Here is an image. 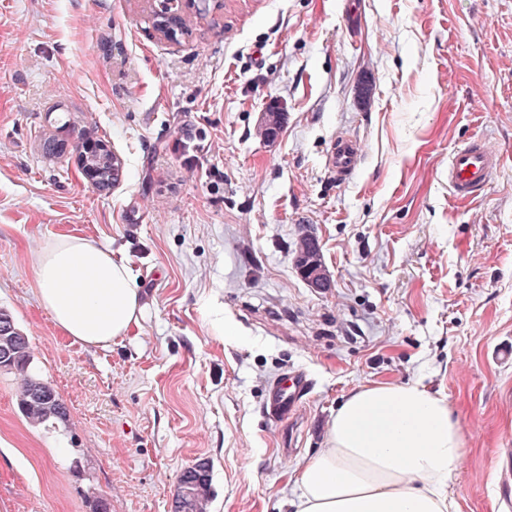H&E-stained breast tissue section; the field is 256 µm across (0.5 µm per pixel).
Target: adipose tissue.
<instances>
[{
    "instance_id": "adipose-tissue-1",
    "label": "adipose tissue",
    "mask_w": 512,
    "mask_h": 512,
    "mask_svg": "<svg viewBox=\"0 0 512 512\" xmlns=\"http://www.w3.org/2000/svg\"><path fill=\"white\" fill-rule=\"evenodd\" d=\"M34 291L60 332L106 348L138 326L142 292L128 265L77 234L31 257ZM466 436L447 397L422 382L362 386L327 424L292 479L293 512H455Z\"/></svg>"
}]
</instances>
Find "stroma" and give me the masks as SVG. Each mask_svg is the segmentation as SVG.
<instances>
[{
	"mask_svg": "<svg viewBox=\"0 0 512 512\" xmlns=\"http://www.w3.org/2000/svg\"><path fill=\"white\" fill-rule=\"evenodd\" d=\"M156 7L0 0V309L68 412L30 426L0 372V512H172L200 460L208 512H292L344 397L412 380L466 433L458 512H512V0H194L176 41ZM88 131L120 161L103 190ZM342 135L363 147L343 184ZM475 137L501 166L459 200L448 159ZM306 230L330 288L294 265ZM67 233L143 290L108 348L33 292L31 254ZM293 368L312 387L292 436L264 402ZM362 158L361 144L352 138H337L328 152L326 165L337 182L346 181L359 167Z\"/></svg>",
	"mask_w": 512,
	"mask_h": 512,
	"instance_id": "35a3bbf8",
	"label": "stroma"
}]
</instances>
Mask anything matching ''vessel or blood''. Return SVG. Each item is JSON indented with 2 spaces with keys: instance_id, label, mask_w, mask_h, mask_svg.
<instances>
[{
  "instance_id": "b4317fda",
  "label": "vessel or blood",
  "mask_w": 512,
  "mask_h": 512,
  "mask_svg": "<svg viewBox=\"0 0 512 512\" xmlns=\"http://www.w3.org/2000/svg\"><path fill=\"white\" fill-rule=\"evenodd\" d=\"M361 158V144L355 139L342 137L333 142L326 164L337 181L343 182L357 170ZM500 165V154L484 141L473 139L466 142L448 160V181L453 195L461 200L476 198ZM310 385L311 381L304 372L283 374L267 392L266 411L278 421L287 420L299 409Z\"/></svg>"
}]
</instances>
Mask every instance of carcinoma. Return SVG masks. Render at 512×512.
Here are the masks:
<instances>
[{"label":"carcinoma","instance_id":"1","mask_svg":"<svg viewBox=\"0 0 512 512\" xmlns=\"http://www.w3.org/2000/svg\"><path fill=\"white\" fill-rule=\"evenodd\" d=\"M32 351L28 337L15 326L12 317L0 311V370L20 378L19 408L32 426L50 421L64 422L67 408L54 389L31 370ZM211 498L210 468L200 461L179 477L174 512H205Z\"/></svg>","mask_w":512,"mask_h":512}]
</instances>
